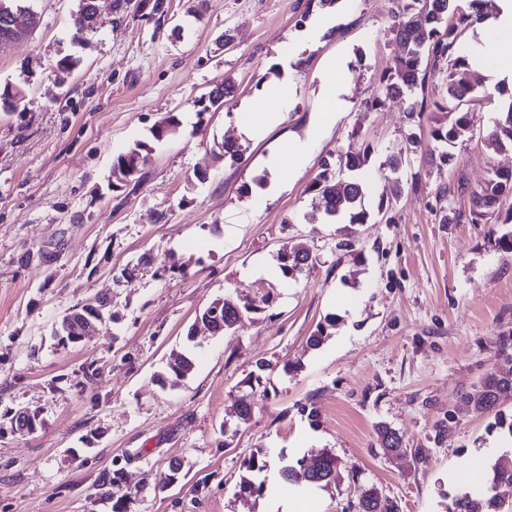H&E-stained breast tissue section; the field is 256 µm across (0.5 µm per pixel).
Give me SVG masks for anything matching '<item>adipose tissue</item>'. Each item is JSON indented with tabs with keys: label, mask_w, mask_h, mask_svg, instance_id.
<instances>
[{
	"label": "adipose tissue",
	"mask_w": 512,
	"mask_h": 512,
	"mask_svg": "<svg viewBox=\"0 0 512 512\" xmlns=\"http://www.w3.org/2000/svg\"><path fill=\"white\" fill-rule=\"evenodd\" d=\"M324 75L320 115L305 138L285 140L279 151L270 153L264 166L270 175L271 186H278L284 172L301 173L309 163L311 149L321 142L325 132L336 123V109L340 100L336 94V58L328 56L321 62ZM275 104L268 110H260L259 100L243 102L236 118L240 136L256 141L263 140L283 121L291 105L290 87L287 80L275 82Z\"/></svg>",
	"instance_id": "obj_1"
}]
</instances>
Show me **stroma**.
<instances>
[{"label": "stroma", "mask_w": 512, "mask_h": 512, "mask_svg": "<svg viewBox=\"0 0 512 512\" xmlns=\"http://www.w3.org/2000/svg\"><path fill=\"white\" fill-rule=\"evenodd\" d=\"M399 4L336 0V26L285 64L277 49L304 36L319 12L311 0H208L198 19L186 0L158 11L97 0V23L79 42L78 0H32L38 27L0 48V84L25 90L16 111L0 112V415L26 407L44 425L26 435L0 428V512H112L96 483L115 466L131 512H270L267 496L239 493L243 459L264 452L336 456L339 477L315 489L312 512H358L372 485L400 512H448L467 492L449 472L501 434L493 415L455 409L485 374L512 373L497 358L512 332V251L498 245L512 232V196L486 223L443 224L437 210L468 211L470 190L512 170V150L489 136L512 98V65L481 72L463 105L469 134L452 161L432 160L439 113L410 121L403 98L366 107L400 56L389 31ZM330 54L344 71L336 124L302 175L267 197L262 159L314 121ZM64 57L77 64L61 83L52 70ZM281 76L292 95L283 123L261 142L240 139L241 101ZM227 77L234 98L198 114L195 100ZM171 114L180 127L153 141L152 126ZM225 141L238 163L215 154ZM134 146L137 177L113 189L112 161ZM347 151L369 154L366 224L331 223L310 190L322 160ZM398 153L403 191L383 216L387 160ZM286 247L314 264L295 279L253 275ZM267 293L266 311L188 341L215 300L244 305ZM102 297L113 319L61 344L62 315ZM321 324L327 338L309 348ZM188 347L194 371L162 383L170 353ZM260 360L269 370H257ZM381 423L409 454L382 453ZM174 459L185 477L161 488Z\"/></svg>", "instance_id": "stroma-1"}]
</instances>
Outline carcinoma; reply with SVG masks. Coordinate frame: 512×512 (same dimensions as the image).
I'll use <instances>...</instances> for the list:
<instances>
[{
	"mask_svg": "<svg viewBox=\"0 0 512 512\" xmlns=\"http://www.w3.org/2000/svg\"><path fill=\"white\" fill-rule=\"evenodd\" d=\"M31 0H0V11H10L22 17L33 12L29 5ZM493 0H470V10L461 11L454 6V0H402V6L394 16L390 32L399 44L402 55L393 71L381 77L379 95L367 102V107L377 109L386 99L402 96L415 91L423 85L428 73H447V98L443 103L435 104V111L456 113L458 117L451 125H438L432 129L434 142L442 146L438 159L445 163L452 154L444 146H453L469 133L466 115L459 113L460 105L470 96L475 86L471 80L470 65L464 55L453 56V50L461 34L476 23L489 16V7ZM236 91L231 79L226 78L216 84L208 93L205 105L199 106L198 113L216 112L224 107V99ZM24 90L10 83L0 86V110L9 112L18 106L24 98ZM489 136L503 147L512 148V99L498 112ZM148 143L139 142L129 151L119 154L112 163V187L118 189L134 178L131 172L133 162L140 150ZM368 162V155L363 153H345L330 156L321 163L311 190L319 197L324 213L336 218L342 214L349 217L350 224L368 223L370 214L365 208L364 184L357 179H346V172H358ZM512 194V171L496 170L480 189L471 192L472 206L469 215L461 212L448 213L444 206L439 209L440 223H459L469 219L479 223L494 212L499 200ZM281 271L287 278H292L308 268L315 258L310 253L295 248H285L278 254ZM220 305L217 315H211L207 307L197 315L202 321H209L216 335H223L235 328L240 320L238 307L227 299H218ZM194 368L192 358L185 353H178L168 361L163 381L180 380L191 373ZM512 391V376L504 377L496 372L484 376L477 393L466 394L461 398L455 413L482 415L492 413L494 426L507 432L512 440V411L503 409L504 394ZM397 431L387 425L377 427V440L383 452L387 453L400 447L394 435ZM317 472L310 482L319 486H328L336 481V457L322 454L316 461ZM123 469L115 468L103 474L97 489L99 494L113 500V512H130L131 495L122 492ZM512 487V450L506 451L493 464L486 467L484 489L471 494L466 492L456 496L452 501L450 512H503L505 499L500 489ZM359 512H400L398 502L377 488L365 489L359 497Z\"/></svg>",
	"mask_w": 512,
	"mask_h": 512,
	"instance_id": "1",
	"label": "carcinoma"
}]
</instances>
